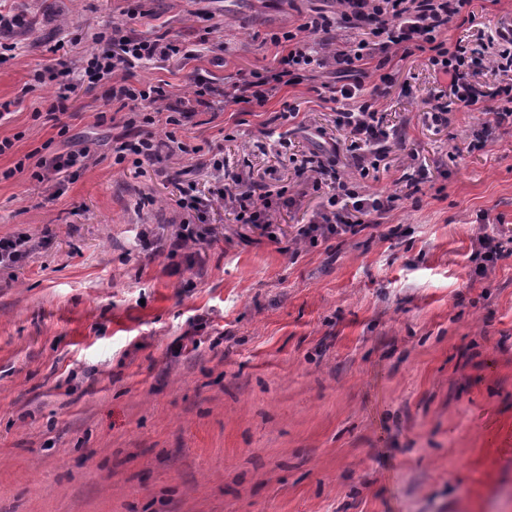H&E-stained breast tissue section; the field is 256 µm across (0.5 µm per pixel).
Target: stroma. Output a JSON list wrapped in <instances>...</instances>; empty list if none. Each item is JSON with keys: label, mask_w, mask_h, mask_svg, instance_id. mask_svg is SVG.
Listing matches in <instances>:
<instances>
[{"label": "stroma", "mask_w": 512, "mask_h": 512, "mask_svg": "<svg viewBox=\"0 0 512 512\" xmlns=\"http://www.w3.org/2000/svg\"><path fill=\"white\" fill-rule=\"evenodd\" d=\"M203 8L207 50L141 66L136 82L187 99L195 73L221 84L273 67L270 34L336 0H0L29 32L0 63V140L13 142L0 238L32 247L0 271V512H512V253L485 275L471 260L479 227L512 230V128L470 151L485 114L432 125L439 76L424 56L393 59L387 120L406 138L365 186L392 192L414 154L433 176L419 200L302 249L295 227L318 196L278 214L273 240L216 203L200 259L167 257L144 238L172 230L173 174L209 196L201 152L220 150L294 186L270 118L287 101L341 140L332 103L305 83L262 108L197 113L177 133L187 152L137 169L113 162L123 129L106 86L53 117V87H23L56 34L76 63L113 22L195 40ZM74 141L90 159L64 183L14 169ZM142 196L152 205L135 209Z\"/></svg>", "instance_id": "1"}]
</instances>
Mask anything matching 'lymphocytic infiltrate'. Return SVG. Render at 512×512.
Returning <instances> with one entry per match:
<instances>
[{"instance_id":"obj_1","label":"lymphocytic infiltrate","mask_w":512,"mask_h":512,"mask_svg":"<svg viewBox=\"0 0 512 512\" xmlns=\"http://www.w3.org/2000/svg\"><path fill=\"white\" fill-rule=\"evenodd\" d=\"M334 14L322 12L304 17L292 29L271 34L280 47L274 67L253 72L250 77L221 85L208 76L197 75L189 100L172 99L163 84L135 85L137 67L176 57L189 60L198 51L189 44L166 36L136 34L128 24L115 23L96 35L97 48L82 57L76 67L35 71L27 85L37 91L45 82H54L56 92L50 111H62L77 84H103L108 100L119 112H127L126 131L112 147L114 164L132 162L142 166L157 160L165 142H176L174 128L182 119L198 112H215L232 105L264 107L283 89L312 80L315 73L331 70L334 79L321 83L316 92L323 100L337 103L336 125L345 130L348 144L320 146L295 151L288 140L282 148L299 178V191H291L275 177L250 180L243 173L226 168L221 154H213L208 164L218 185L211 196L198 195L188 179L177 182L176 204L184 213L180 227L163 245L168 257H176L193 247L208 243L210 231L202 224L203 213L213 203L224 205L230 223L250 224L271 231L281 211L295 207L307 192L317 193L321 202L305 224L298 227L295 240L315 245L332 238L357 235L376 227L384 215L395 209L401 196H414L428 183L423 165L409 162L398 179L403 194L369 193L362 182L377 171L388 150L389 141L402 140L404 133L385 120V100L392 84L385 68L392 58L425 55L434 73L447 81L431 99L428 120L436 126L451 122L453 106L471 111H489L488 121L469 134V145L485 147L493 130L512 127V81L483 87L474 81L477 69L512 74V26L491 30L483 43H472L468 36L449 41L451 24L472 22L475 0H336ZM166 113L172 130L166 141L146 133L157 113ZM88 149L67 153L33 152L30 158L37 179H59L71 169L84 168Z\"/></svg>"}]
</instances>
